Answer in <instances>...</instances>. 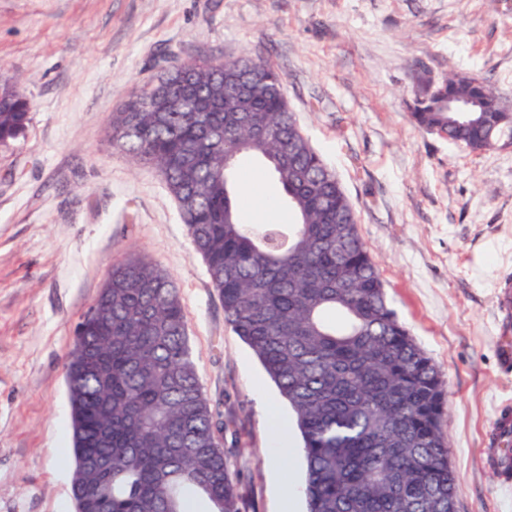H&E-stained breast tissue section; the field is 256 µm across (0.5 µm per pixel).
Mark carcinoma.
Instances as JSON below:
<instances>
[{
	"instance_id": "obj_1",
	"label": "carcinoma",
	"mask_w": 512,
	"mask_h": 512,
	"mask_svg": "<svg viewBox=\"0 0 512 512\" xmlns=\"http://www.w3.org/2000/svg\"><path fill=\"white\" fill-rule=\"evenodd\" d=\"M249 80L260 87L254 141L227 112L179 111ZM420 77L421 130L471 151L512 136V109L484 81ZM283 79L260 57L165 69L112 113V147L159 170L225 321L260 360L295 417L307 512H448L457 475L441 432L444 381L390 308L335 173L297 125ZM31 103L0 82V145L24 135ZM261 160L294 215L246 224L235 171ZM66 366L73 501L82 512H247L221 440L224 413L203 394L178 289L132 255L81 316Z\"/></svg>"
}]
</instances>
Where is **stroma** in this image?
<instances>
[{
  "label": "stroma",
  "mask_w": 512,
  "mask_h": 512,
  "mask_svg": "<svg viewBox=\"0 0 512 512\" xmlns=\"http://www.w3.org/2000/svg\"><path fill=\"white\" fill-rule=\"evenodd\" d=\"M262 56L333 169L390 306L440 370L457 512H512L486 454L512 406L497 283L512 277V143L471 152L417 128L420 71L474 74L512 101V0H0V77L33 102L0 146V512H73L66 363L114 265L136 253L178 289L206 397L249 512H305L300 438L224 308L161 174L107 132L171 59ZM245 223L292 215L261 161L242 159ZM287 431L289 453H275Z\"/></svg>",
  "instance_id": "stroma-1"
}]
</instances>
